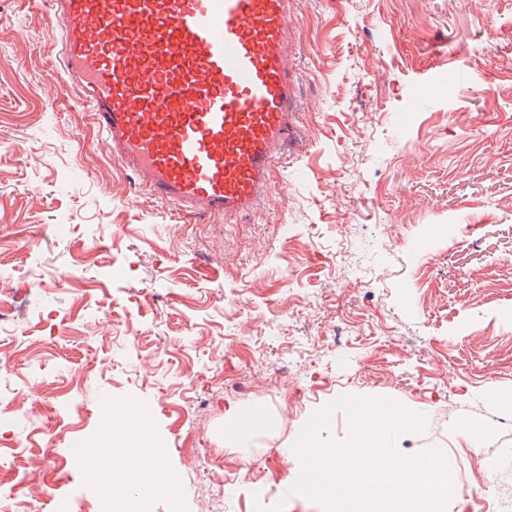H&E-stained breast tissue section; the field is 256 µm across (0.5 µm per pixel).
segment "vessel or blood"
Wrapping results in <instances>:
<instances>
[{"instance_id": "1", "label": "vessel or blood", "mask_w": 512, "mask_h": 512, "mask_svg": "<svg viewBox=\"0 0 512 512\" xmlns=\"http://www.w3.org/2000/svg\"><path fill=\"white\" fill-rule=\"evenodd\" d=\"M65 81L155 200L252 210L294 110L288 0H48Z\"/></svg>"}]
</instances>
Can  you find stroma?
<instances>
[{"label": "stroma", "instance_id": "35a3bbf8", "mask_svg": "<svg viewBox=\"0 0 512 512\" xmlns=\"http://www.w3.org/2000/svg\"><path fill=\"white\" fill-rule=\"evenodd\" d=\"M49 20L0 0V486L101 512L63 460L124 400L178 476L147 512H324L292 444L354 395L426 416L397 447L445 454V512L512 501V0H291L295 139L211 218L114 162Z\"/></svg>", "mask_w": 512, "mask_h": 512}]
</instances>
